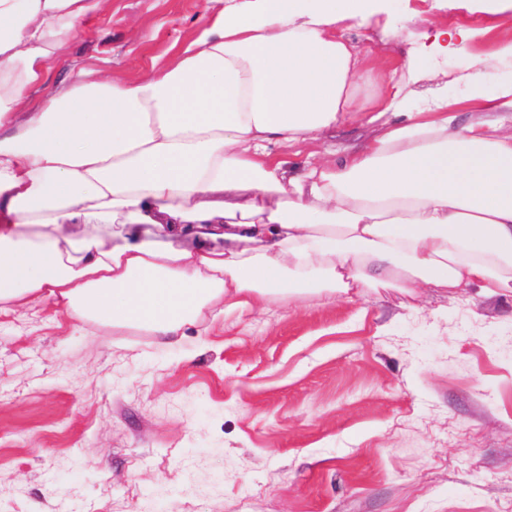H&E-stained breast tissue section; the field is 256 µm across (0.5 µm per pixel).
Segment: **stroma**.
<instances>
[{
	"instance_id": "obj_1",
	"label": "stroma",
	"mask_w": 512,
	"mask_h": 512,
	"mask_svg": "<svg viewBox=\"0 0 512 512\" xmlns=\"http://www.w3.org/2000/svg\"><path fill=\"white\" fill-rule=\"evenodd\" d=\"M431 3L391 6L489 23L481 51L512 38V11ZM205 5L107 0L43 92L172 62ZM345 36L376 77L398 67L379 26ZM373 133L358 117L298 149ZM0 512H512V291L273 299L205 313L171 347L48 302L1 315Z\"/></svg>"
}]
</instances>
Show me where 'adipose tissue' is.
<instances>
[{"instance_id": "obj_1", "label": "adipose tissue", "mask_w": 512, "mask_h": 512, "mask_svg": "<svg viewBox=\"0 0 512 512\" xmlns=\"http://www.w3.org/2000/svg\"><path fill=\"white\" fill-rule=\"evenodd\" d=\"M105 0H0V313L36 302L168 338L229 300L433 285L512 289V40L449 96L438 61L477 25L410 30L389 0H223L176 61L133 82L75 80L27 108L78 23ZM407 43L383 93L345 30ZM362 112L360 149L291 166L280 149ZM124 220L102 245L72 222ZM166 226L170 242L142 225ZM194 238L190 247L173 238Z\"/></svg>"}]
</instances>
